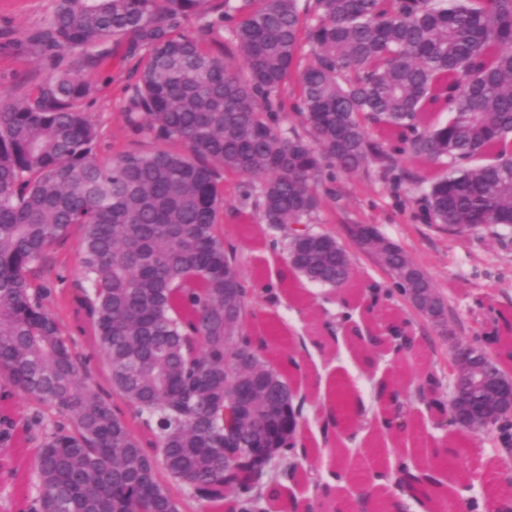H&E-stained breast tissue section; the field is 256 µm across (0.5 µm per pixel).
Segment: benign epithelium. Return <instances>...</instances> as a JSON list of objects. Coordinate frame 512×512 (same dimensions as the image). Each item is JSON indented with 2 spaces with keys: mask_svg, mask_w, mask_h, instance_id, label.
Listing matches in <instances>:
<instances>
[{
  "mask_svg": "<svg viewBox=\"0 0 512 512\" xmlns=\"http://www.w3.org/2000/svg\"><path fill=\"white\" fill-rule=\"evenodd\" d=\"M495 356L486 349L459 343L454 347L453 377L444 413L431 419L436 431L452 428L459 433L486 431L492 419L507 414L512 419V377L497 368Z\"/></svg>",
  "mask_w": 512,
  "mask_h": 512,
  "instance_id": "7a95c632",
  "label": "benign epithelium"
}]
</instances>
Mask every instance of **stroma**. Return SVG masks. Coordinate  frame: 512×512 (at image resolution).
I'll return each instance as SVG.
<instances>
[{"label":"stroma","instance_id":"1","mask_svg":"<svg viewBox=\"0 0 512 512\" xmlns=\"http://www.w3.org/2000/svg\"><path fill=\"white\" fill-rule=\"evenodd\" d=\"M53 7L54 0H0V92L19 95L26 83L45 75L42 57L27 35L45 24ZM136 65V59L126 57L124 47H116L96 78V92L82 104L98 126L100 158L152 146L125 121L136 82ZM320 193L321 216L327 230L343 237L347 223L378 225L386 237L400 243L426 270L446 299L449 314L441 326L418 315L398 294L385 300L382 309L368 318L373 326L388 321L405 323L416 340L412 353L391 351L382 355L381 369L401 392H409L419 379L430 374L444 385L453 345L462 341L487 346L498 331L499 316L512 315V235L498 238L485 230L463 236L439 232L418 219V207L410 203V187L406 184L396 188L379 181L340 177L324 181ZM227 230L237 247L252 257L244 268L250 285L260 289L277 283L284 266L282 255L265 249L237 225H228ZM345 246L356 276L353 303L362 310L369 303L371 285L388 286L389 278L373 254L350 240ZM290 286V292L280 293L278 307L263 306L253 325L274 336L277 347L295 353L301 363L292 382L309 396V427L304 439L312 450V467L325 476L338 462L361 473L385 461L430 460L437 443L430 425L431 413L423 405L415 411L406 431L388 433L373 425L369 430L357 431L355 437L324 445L318 422L322 386L344 382L370 407L374 404L372 383L353 337L344 332L334 336L329 331L339 310L335 295L303 281H291ZM447 436L457 439L463 452L452 472L442 476L440 512H460L457 494L461 485L469 482L474 485L477 500L497 495L496 476L512 463V457L502 452L495 433L459 435L451 430Z\"/></svg>","mask_w":512,"mask_h":512}]
</instances>
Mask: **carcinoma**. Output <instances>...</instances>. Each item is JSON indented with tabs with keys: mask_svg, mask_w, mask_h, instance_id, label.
Masks as SVG:
<instances>
[{
	"mask_svg": "<svg viewBox=\"0 0 512 512\" xmlns=\"http://www.w3.org/2000/svg\"><path fill=\"white\" fill-rule=\"evenodd\" d=\"M210 2L54 0L29 35L49 72L0 96V478L23 481L18 454L35 449L27 512H180L174 486L210 509L265 512L306 470V397L286 377L300 363L276 369L272 337L249 329V256L222 217L257 220L286 255L279 283L332 291L354 270L321 227L328 173L408 183L422 221L453 235L512 234V0H224L219 53L179 30ZM110 42L140 58L126 122L155 147L102 160L81 104ZM289 106L305 132L283 127ZM345 232L403 297L425 288L443 309L400 245ZM73 235L78 277L34 283ZM374 391L412 421L394 383ZM364 415L339 383L323 433ZM493 430L511 455L512 420ZM372 480L425 501L443 486L403 464Z\"/></svg>",
	"mask_w": 512,
	"mask_h": 512,
	"instance_id": "carcinoma-1",
	"label": "carcinoma"
}]
</instances>
